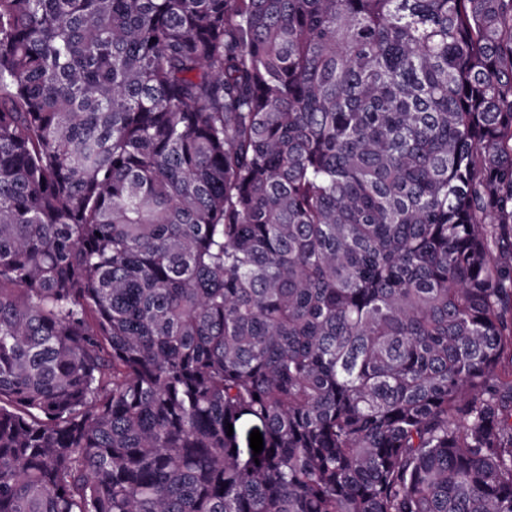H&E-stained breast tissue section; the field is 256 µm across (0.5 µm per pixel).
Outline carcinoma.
<instances>
[{
    "instance_id": "obj_1",
    "label": "carcinoma",
    "mask_w": 512,
    "mask_h": 512,
    "mask_svg": "<svg viewBox=\"0 0 512 512\" xmlns=\"http://www.w3.org/2000/svg\"><path fill=\"white\" fill-rule=\"evenodd\" d=\"M0 512H512V0H0Z\"/></svg>"
}]
</instances>
